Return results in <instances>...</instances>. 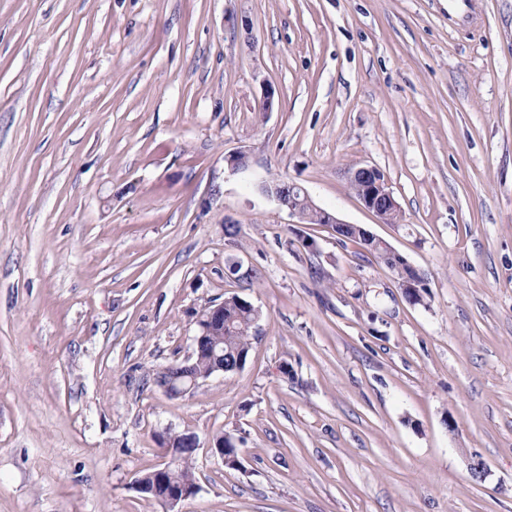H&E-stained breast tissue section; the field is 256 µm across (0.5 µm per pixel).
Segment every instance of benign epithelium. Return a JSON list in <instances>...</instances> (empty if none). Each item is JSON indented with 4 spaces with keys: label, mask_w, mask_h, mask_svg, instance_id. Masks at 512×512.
I'll use <instances>...</instances> for the list:
<instances>
[{
    "label": "benign epithelium",
    "mask_w": 512,
    "mask_h": 512,
    "mask_svg": "<svg viewBox=\"0 0 512 512\" xmlns=\"http://www.w3.org/2000/svg\"><path fill=\"white\" fill-rule=\"evenodd\" d=\"M348 180L360 186L358 198L363 205L375 213L384 224L399 223V206L388 187L385 175L376 167L363 166L353 168L348 172ZM262 192L273 197L288 213L298 219V223L304 224L309 220V215L304 205L312 204L309 194L301 186L293 183L266 182L261 186ZM353 228L364 235L366 250L376 255L385 252L396 261L399 269H408L411 275L402 280V290H413L417 283L416 275L420 271L411 265L408 260L392 249L384 240L375 237L358 225ZM224 324V303L213 306L209 325H198L197 334L193 338L192 352L181 361V372L175 378V384H160V388L169 396L177 394L183 396L196 389L199 384L213 375L224 373V340L212 335L213 326ZM206 352L210 359V369L205 374H198L194 365L190 364L193 357ZM136 491L154 499L160 503L165 512H177L176 507L184 500L194 496L198 491V484L193 482L181 483L170 487L163 477L153 479V483L146 485L140 480L134 481Z\"/></svg>",
    "instance_id": "obj_1"
}]
</instances>
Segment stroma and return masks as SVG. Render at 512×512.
Returning a JSON list of instances; mask_svg holds the SVG:
<instances>
[{
    "mask_svg": "<svg viewBox=\"0 0 512 512\" xmlns=\"http://www.w3.org/2000/svg\"><path fill=\"white\" fill-rule=\"evenodd\" d=\"M472 3L0 0V512H163L133 482L168 430L200 444L180 512H512V0ZM363 165L401 226L350 191ZM232 294L260 313L245 366L167 396ZM278 181L275 183H270ZM283 180H273L270 182H265L261 186L262 192L266 193L268 196L273 197L282 207L288 210V213L296 217L298 219L299 224H306V221L310 219L307 211L304 209V205L308 204L316 211V219L320 222L318 224H328L331 225L334 231L336 232V227H342L345 229L346 227H353L358 233L350 232V231H339L342 235V238L338 237V239L342 242L346 241H355L358 239L360 242H364L360 233H362L366 240V250L372 254L377 255L381 252H387L388 255L393 257L396 261L399 269L404 273V280L401 281L402 285H400V277L397 279L399 288L402 286L403 293L405 297H407V290L412 291L415 289V283L418 282L417 276L425 281L424 276L420 273V271L411 265L408 260L392 249L384 240L375 237L373 234H370L367 230L358 226L357 224H347L336 217L335 214L328 212L322 208L316 207L312 201L310 200L309 194L305 191V189L301 186H298L293 183H288L287 181L279 182ZM302 194L303 198L300 199V195ZM338 233L336 232V236ZM404 267L407 268L412 277H409L403 270ZM417 275L416 277L414 275ZM423 281H419L416 284V288L419 289V292H410L409 295L412 298L413 304H419L423 301L424 295L426 293L427 285L423 283ZM408 299V297H407Z\"/></svg>",
    "mask_w": 512,
    "mask_h": 512,
    "instance_id": "obj_1",
    "label": "stroma"
}]
</instances>
